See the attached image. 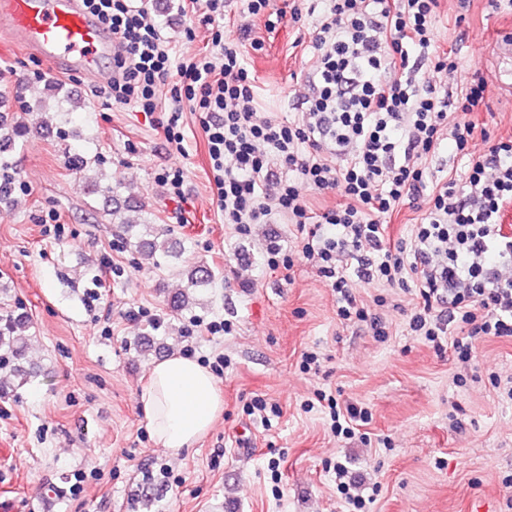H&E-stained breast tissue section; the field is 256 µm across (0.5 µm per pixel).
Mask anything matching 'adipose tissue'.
Listing matches in <instances>:
<instances>
[{"label":"adipose tissue","mask_w":512,"mask_h":512,"mask_svg":"<svg viewBox=\"0 0 512 512\" xmlns=\"http://www.w3.org/2000/svg\"><path fill=\"white\" fill-rule=\"evenodd\" d=\"M138 401L157 442L173 451L206 435L223 406L211 371L180 355L153 365Z\"/></svg>","instance_id":"adipose-tissue-1"}]
</instances>
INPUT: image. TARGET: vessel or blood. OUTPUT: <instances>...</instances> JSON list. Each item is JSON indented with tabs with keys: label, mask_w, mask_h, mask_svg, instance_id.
I'll return each mask as SVG.
<instances>
[{
	"label": "vessel or blood",
	"mask_w": 512,
	"mask_h": 512,
	"mask_svg": "<svg viewBox=\"0 0 512 512\" xmlns=\"http://www.w3.org/2000/svg\"><path fill=\"white\" fill-rule=\"evenodd\" d=\"M0 17L6 18L19 42L63 71L80 67L98 82L111 81L112 72L100 64L112 52V37L87 13L80 0H0ZM502 62L500 87L512 95V36L495 45Z\"/></svg>",
	"instance_id": "1"
}]
</instances>
